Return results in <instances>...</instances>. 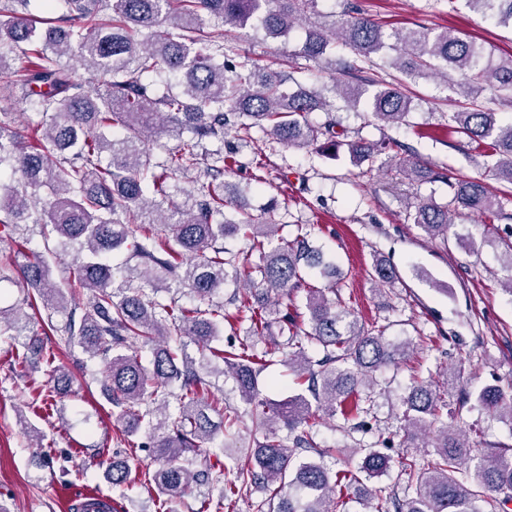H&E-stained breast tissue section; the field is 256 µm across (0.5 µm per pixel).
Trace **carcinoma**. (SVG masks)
<instances>
[{
    "label": "carcinoma",
    "instance_id": "1",
    "mask_svg": "<svg viewBox=\"0 0 512 512\" xmlns=\"http://www.w3.org/2000/svg\"><path fill=\"white\" fill-rule=\"evenodd\" d=\"M30 0H0V73L9 77L0 96L23 93L36 116L40 137L32 140L0 120V232L15 244L18 269L32 289L24 304L0 308V335L23 348L21 362L53 367L54 356L29 343L40 307L67 308V289L52 279L54 251L34 250L31 239L16 235L32 222L43 236L61 245L76 243L81 256L73 282L90 291L80 320H70L69 339L91 358L107 363L102 394L125 423V442L143 431L145 446L156 449L163 465L152 476L158 496L172 506L190 486L207 489L215 512L231 508L263 487L269 497L251 502L254 512H336L343 491L356 487L360 498L376 502L374 512H483L482 504L507 508L512 501V453L499 448L473 455L460 427L448 422V403L432 383L412 373L400 401L404 448H431L420 462L403 455L398 464L413 495L397 497L386 486L369 487L359 477L382 476L392 458L380 449L361 448L357 465L334 469L324 462L330 450L316 448L312 429L319 412L340 415L347 427L368 429L369 390L387 368H410L414 350L384 336V329L359 324L341 295L345 276L307 235H282V224H254L248 214H224L226 172L234 155L198 152L207 139L224 140L235 130L252 138L259 128L295 150L314 149L335 159L346 148L366 173L391 142L356 136L336 140L328 101L317 90L298 85L293 72L259 64L245 52L224 55V44L205 31L206 21L242 26L256 19L267 35L287 37L299 20L308 22L306 40L289 63L315 64L351 51L338 63L343 80L332 91L357 103L360 84L378 86L372 117L386 124L408 121L411 98L365 75L386 46L382 27L361 12H342L327 29L312 20L317 0H43L47 15L24 16ZM498 23L512 26V0H467ZM394 65L407 78L464 74L459 85L468 106L450 115L468 143L489 147L497 179L507 183L493 196L480 180L458 178L447 169L389 158L391 170L411 182H441L448 201L415 198L413 221L436 240H448L453 217L463 211L500 212L512 202V120L484 110L478 96L487 88L508 93L512 103V55L497 60L467 36L425 29L395 34ZM76 60L88 78L72 75ZM325 113L314 124L309 116ZM191 137L183 139L184 133ZM168 136L179 144L154 157L150 144ZM195 175L196 187L174 200L171 181ZM48 199L35 212L40 191ZM241 236L248 248L227 254L224 238ZM116 250L127 253L117 267L105 261ZM324 279L317 286L312 279ZM398 279L396 268L380 261L371 281L379 292ZM243 284L236 313L214 301L228 282ZM188 290L199 305L185 307L178 297L158 293ZM305 292L306 313L294 298ZM249 322V337L226 349H210L224 325ZM265 338L264 347L257 338ZM211 350L225 365L246 404L244 411L224 403L211 381L185 352V340ZM151 348L149 365L141 353ZM288 368L297 393L270 402L261 396L259 378L274 363ZM177 404L169 413V399ZM478 405L512 421V396L488 386ZM220 416L212 420L210 413ZM288 434L281 435L282 430ZM241 444L247 463L225 479L227 463L196 464L201 448ZM311 448L319 460L296 452ZM112 490L125 495L129 465L106 466Z\"/></svg>",
    "mask_w": 512,
    "mask_h": 512
}]
</instances>
